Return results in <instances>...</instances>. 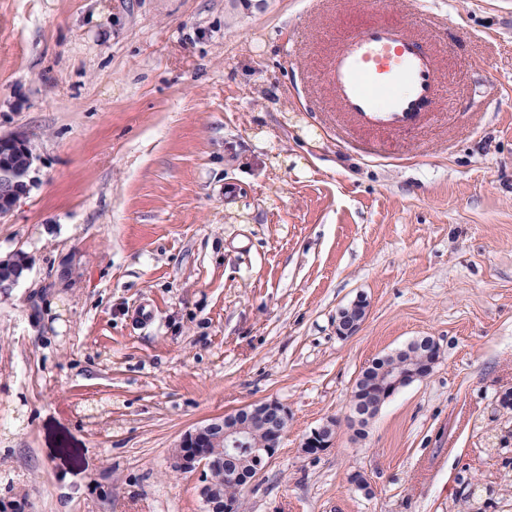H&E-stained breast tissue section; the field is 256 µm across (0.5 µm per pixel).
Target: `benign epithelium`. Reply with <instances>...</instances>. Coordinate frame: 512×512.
I'll return each mask as SVG.
<instances>
[{
    "mask_svg": "<svg viewBox=\"0 0 512 512\" xmlns=\"http://www.w3.org/2000/svg\"><path fill=\"white\" fill-rule=\"evenodd\" d=\"M22 150L26 164L14 169L0 168V220L10 216L17 201L26 196L33 180L37 156L30 136L24 131L0 133V153L9 155ZM358 310V319L349 322L336 315V335L347 339L363 325L368 306L357 299L349 310ZM439 346L434 343L418 363L401 362L388 371L384 379L357 389L358 400L383 401L399 388L426 377L438 359ZM288 408L277 400L241 407L222 417L186 432L172 454V467L180 473L202 470L206 473L200 496L208 501L211 512H240L239 499L224 494L231 485L241 490L250 485L278 454L280 441L288 426ZM338 420L331 417L306 435L301 443L303 455L317 458L332 448L336 440Z\"/></svg>",
    "mask_w": 512,
    "mask_h": 512,
    "instance_id": "benign-epithelium-1",
    "label": "benign epithelium"
}]
</instances>
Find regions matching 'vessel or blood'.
Listing matches in <instances>:
<instances>
[{"label": "vessel or blood", "mask_w": 512, "mask_h": 512, "mask_svg": "<svg viewBox=\"0 0 512 512\" xmlns=\"http://www.w3.org/2000/svg\"><path fill=\"white\" fill-rule=\"evenodd\" d=\"M339 109L358 126L401 131L433 111L440 90L438 57L406 28L370 24L345 37L324 72Z\"/></svg>", "instance_id": "b4317fda"}]
</instances>
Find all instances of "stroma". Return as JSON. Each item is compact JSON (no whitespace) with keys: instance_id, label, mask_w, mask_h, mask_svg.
Instances as JSON below:
<instances>
[{"instance_id":"1","label":"stroma","mask_w":512,"mask_h":512,"mask_svg":"<svg viewBox=\"0 0 512 512\" xmlns=\"http://www.w3.org/2000/svg\"><path fill=\"white\" fill-rule=\"evenodd\" d=\"M380 19L427 38L444 88L373 135L322 77ZM16 130L39 160L0 221V257L32 261L0 296V504L205 512L172 450L276 399L288 431L240 512H512V0H0ZM420 336L431 374L358 436L359 372ZM354 309L358 310L359 317L356 321L348 322L341 311L336 315V335L341 339H347L354 336L360 330L367 317L368 306L364 300L357 299L351 303L349 306V314H351ZM339 427L336 418H328L320 427L306 435L301 443L303 455L317 458L332 448L336 440V430Z\"/></svg>"}]
</instances>
